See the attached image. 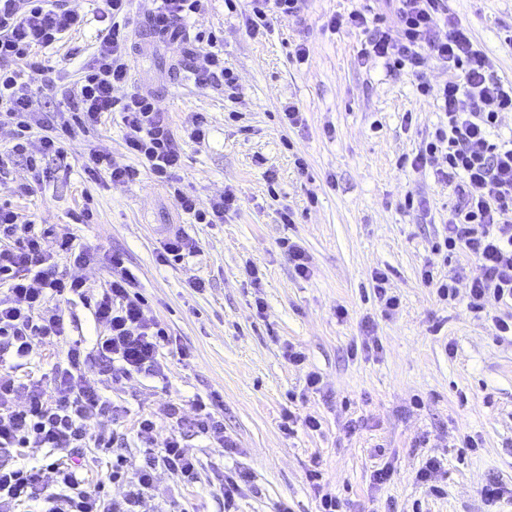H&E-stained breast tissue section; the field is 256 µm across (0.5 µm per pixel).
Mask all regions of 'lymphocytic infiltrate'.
I'll return each mask as SVG.
<instances>
[{"instance_id":"f902f5d3","label":"lymphocytic infiltrate","mask_w":512,"mask_h":512,"mask_svg":"<svg viewBox=\"0 0 512 512\" xmlns=\"http://www.w3.org/2000/svg\"><path fill=\"white\" fill-rule=\"evenodd\" d=\"M103 28L94 54L83 64L78 82L63 87L61 98L75 120L89 128L105 114L120 112L125 126L124 143L135 156L133 166H120L111 156L93 147L82 153L89 179L108 177L126 184L148 172L164 186L184 214L198 224L223 223L236 211L239 198L233 189L213 199L209 207L185 192L178 178L182 154L165 115L154 96L139 92L116 97V88L131 79L128 59V11L131 0H101ZM204 0H148L147 21L158 35L177 39L183 23L203 7ZM307 0H225L230 13L240 14L251 36L267 31L272 20H300ZM394 20L371 9L330 15L324 26L336 32L355 28L366 35L359 52L361 63L381 62L387 73L407 74L417 80L416 90L428 95L421 78L425 57L448 70V80L438 98L443 118L430 139L413 156L415 169L431 170L438 180L452 185L457 202L448 211V222L435 242V250L464 252L475 260L473 271L455 267L437 279L431 267L421 270L422 281L436 287L440 298L455 300L459 284L468 288V307L477 317H490L497 335L512 337V316L489 315L487 305L512 306V139L496 136L500 115L512 112V81L502 80L494 61L481 50L470 31L449 22L448 0H395ZM82 16L64 0H0V124L16 128L11 156L24 158L31 172L59 155L63 148L51 115L35 118L31 87L44 82L48 68L45 49L79 29ZM39 123L43 134L31 145L27 133ZM73 254L78 266L97 264L96 252L74 251L70 237L47 246L23 214L0 206V451L46 448L69 455L65 464L49 469L0 462V512L30 502H40L41 512H143L146 492L157 472L164 471L184 483L195 482L199 460L187 449L182 435L170 434L155 447L153 417H141L138 435L146 446L142 463L125 455L112 460L107 479L124 486L121 499L91 486L78 476L77 458L84 448L112 447V431H90L89 419L114 417L111 399L95 382L93 372L109 374L113 384L135 375L158 377L163 373L160 351L170 336L125 266L122 254L112 253V281L94 302V315L105 324L106 336L91 349L71 346L66 364L57 372L53 390L37 385L21 387L13 367L31 360L39 343L65 336L63 318L46 308L48 301H69L84 296L80 278L58 271L56 253ZM193 429L212 448L229 453L233 442L224 434V421L214 398L195 399Z\"/></svg>"}]
</instances>
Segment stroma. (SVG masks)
<instances>
[{
  "mask_svg": "<svg viewBox=\"0 0 512 512\" xmlns=\"http://www.w3.org/2000/svg\"><path fill=\"white\" fill-rule=\"evenodd\" d=\"M68 5L85 23L43 55L53 78L74 82L99 42L101 24L96 0ZM356 5L308 0L301 24L279 19L267 35L253 38L224 0H206L174 44L152 33L141 0H134L131 87L153 95L166 113L183 153L182 185L201 206L235 190L241 206L224 223H194L146 174L123 185L84 177L80 151L89 142L116 164H134L118 112L95 131L65 138L44 181H34L20 158L0 169V204H10L36 229L70 232L77 245L101 254L123 253L172 338L160 352L163 376H137L117 387L98 377L102 392L130 414L115 424L89 420L90 430L113 428L115 443L109 451L85 449L78 475L86 482L106 481L113 452L139 458L135 413L155 415L160 444L174 429L163 415L168 403H181L189 419L193 399L214 393L235 454L190 439L200 461L196 482L160 475L148 492L149 512H224L220 483L229 469L251 475L236 512H276L282 502L291 512H319L324 491L336 495L341 512H485L480 491L490 482L505 491L499 512H512V339L474 317L466 288L447 304L422 282L425 265L443 276L452 266L474 269L475 262L463 253L447 259L433 252L455 197L431 171L401 163L438 123L434 92L448 72L427 59L422 72L433 93L423 97L410 76L360 64L364 33L323 26L329 15ZM448 12L494 59L499 76L512 81V48L499 37L512 28V0H448ZM213 40L239 79L235 100H227L223 88L195 82L194 59ZM302 41L309 58L299 64L291 54ZM290 102L302 109L304 126L283 122ZM197 113L210 127L201 143L186 136ZM22 183L31 184V194H17ZM410 193L426 197L429 212L407 209ZM84 207L92 209L93 223H72L70 212ZM284 207L292 210V223L281 222ZM175 230L193 240L196 254L168 266L159 262L158 248ZM286 239L309 254L308 277L295 272L282 247ZM57 262L60 271L85 281L87 296L57 303L69 337L39 347L14 369L23 384L50 386L71 341L90 347L106 333L91 300L108 287L110 269L78 266L65 254ZM249 266L258 270V283L246 275ZM377 269L387 271L400 299L389 314L374 295ZM197 279L204 291L191 288ZM340 306L347 311L342 319ZM290 346L304 353L303 365L288 362ZM311 370L322 377L316 393L305 388ZM288 409L300 418L319 417L321 429L284 433ZM472 438L480 448H468ZM433 457L442 462L440 496L416 479ZM386 464L390 481L374 483V471ZM311 469L322 474L319 486L306 480Z\"/></svg>",
  "mask_w": 512,
  "mask_h": 512,
  "instance_id": "obj_1",
  "label": "stroma"
}]
</instances>
